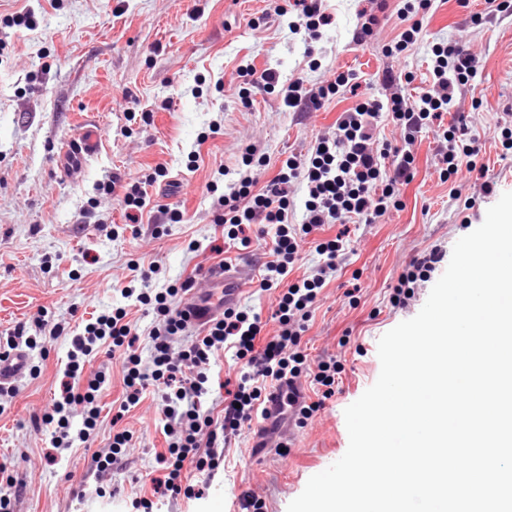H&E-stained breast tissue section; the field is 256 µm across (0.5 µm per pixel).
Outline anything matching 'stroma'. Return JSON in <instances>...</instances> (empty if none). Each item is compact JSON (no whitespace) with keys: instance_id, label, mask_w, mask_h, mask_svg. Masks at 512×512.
Returning <instances> with one entry per match:
<instances>
[{"instance_id":"stroma-1","label":"stroma","mask_w":512,"mask_h":512,"mask_svg":"<svg viewBox=\"0 0 512 512\" xmlns=\"http://www.w3.org/2000/svg\"><path fill=\"white\" fill-rule=\"evenodd\" d=\"M501 2L437 0L423 19L418 48L392 59L382 47L399 32L400 0H386L385 26L362 44L352 40L356 0H329L334 22L316 45L313 72L302 36L276 13L284 0H0V352L7 333L40 307L61 331L38 337L31 370L13 381L16 396L0 395V458L27 485L14 512H73L71 476L89 470L94 452L109 450L106 423L90 448L60 449L49 463L50 433L36 429L32 417L58 395V371L82 317L124 304L120 291L133 276L131 263L158 262L162 277L191 276L202 288L205 268L224 261L244 272L243 303L265 314L274 302L275 291H260L254 265L265 240L254 239L245 251L216 252L224 243L223 227L213 222L223 172L241 170V155L252 146L270 159L256 173L268 181L289 155H306L354 100L336 97L306 115L256 88L245 108L235 96L240 66L273 69L284 82L300 77L308 88L338 71L369 78L390 67L413 72L409 91L416 95L426 87L428 48L463 40L482 69L456 108L473 115L487 180L498 193L512 192V161L500 159L495 136L500 114L512 106V10ZM26 7L36 30L9 23ZM473 14L482 16L481 25L470 23ZM90 129L97 151L70 165L68 147ZM435 148L434 132L419 137L415 177L401 188L403 209L352 225L341 269L327 279L302 337L310 363L333 357L342 364L335 395L322 399L303 379L306 402L324 406L304 426L288 425L285 451L255 458L251 433L243 431L207 498L170 499L162 512H244L246 492L263 501L264 512H287L308 479L344 455V410L379 376V339L414 317L429 295L418 289L398 309L390 303L392 285L414 255L437 245L452 249L493 204L476 186L454 198L451 183L436 172ZM158 167L166 175L148 194L153 203L178 208L182 221L162 224L147 212L131 229L118 196L102 185L115 175L137 180ZM471 196L477 202L468 210L464 200ZM192 242L197 251L189 250ZM355 284L356 298H347ZM159 418L150 394L125 414L120 425L134 443L130 470L104 473L100 483L112 486L113 495L88 499L82 512H128L135 494L150 492L145 476L164 446ZM135 473L142 482H132Z\"/></svg>"}]
</instances>
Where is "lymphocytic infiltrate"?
<instances>
[{"label":"lymphocytic infiltrate","mask_w":512,"mask_h":512,"mask_svg":"<svg viewBox=\"0 0 512 512\" xmlns=\"http://www.w3.org/2000/svg\"><path fill=\"white\" fill-rule=\"evenodd\" d=\"M434 0H405L400 8L402 27L387 44L385 53L395 57L416 49L420 43L421 14ZM291 33H305L308 41L321 40L332 16L324 0H288ZM430 87L418 96L406 94L403 84L410 74L383 71L379 83L384 97H361L354 74L334 73L332 79L315 88L303 79L280 85L272 70L240 69L243 84L238 90L242 104H249L252 89L281 88L286 107L317 111L325 99L349 92L355 104L342 113L332 135L316 140L305 160L290 157L282 161L277 174L259 184L250 173L230 180L226 192L217 199L215 221L228 225L229 240L249 246L253 235H270L271 246L259 265L260 288L277 290L270 318L282 331L264 346L256 340L264 327L260 313L231 307L212 318L205 330L181 351H173L175 337L187 328L186 313L177 297L188 292L192 280L180 286L154 287L157 265L141 268L132 264L137 287H124L121 295L150 307L155 320L148 330H140L127 318L125 308L116 307L87 319L81 332L72 336L67 362L62 370L60 393L51 406L34 417L35 427H48L53 448L87 446L100 422V401L107 385L105 373L86 375L85 367L98 354L118 361L123 371L125 395L114 415L122 420L145 393L158 400L165 438L164 450L156 452L161 468L151 477V493L132 498L134 512H155L159 502L178 496L202 499L226 458L233 437L239 436L253 419H268L266 406L271 389L283 381H295L312 373L321 398L297 409L299 421L317 412L323 400L336 393L340 367L335 361H320L309 368L300 348L301 336L312 308L317 303L327 276L340 266L348 224H373L390 209L399 207V186L414 177L412 147L424 130L434 129L438 139L437 172L441 181L467 187L479 185L483 196L495 192L480 163L482 146L469 132L465 113L456 111V95L477 75L478 62L462 41L433 44L428 52ZM453 114L452 124H444V114ZM390 117L400 132L399 139L379 137L382 117ZM302 185L303 213L300 224L288 221L294 203L291 188ZM328 224L339 225L335 238L320 241L315 251L320 258L316 277L292 278L291 273L302 243L312 230ZM441 247L414 256L393 287L394 307H405L416 288L428 282L443 261ZM234 353L244 366L233 388L222 402L221 411L210 406L212 375L208 368L223 353ZM80 425H73V418Z\"/></svg>","instance_id":"f902f5d3"}]
</instances>
